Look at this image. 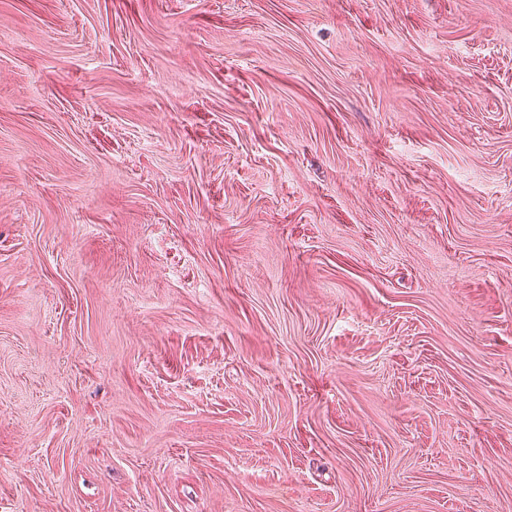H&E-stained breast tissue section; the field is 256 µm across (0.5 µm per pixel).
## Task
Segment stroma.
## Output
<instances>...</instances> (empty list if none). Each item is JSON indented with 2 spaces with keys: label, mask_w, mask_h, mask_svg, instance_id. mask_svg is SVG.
<instances>
[{
  "label": "stroma",
  "mask_w": 512,
  "mask_h": 512,
  "mask_svg": "<svg viewBox=\"0 0 512 512\" xmlns=\"http://www.w3.org/2000/svg\"><path fill=\"white\" fill-rule=\"evenodd\" d=\"M0 512H512V0H0Z\"/></svg>",
  "instance_id": "stroma-1"
}]
</instances>
